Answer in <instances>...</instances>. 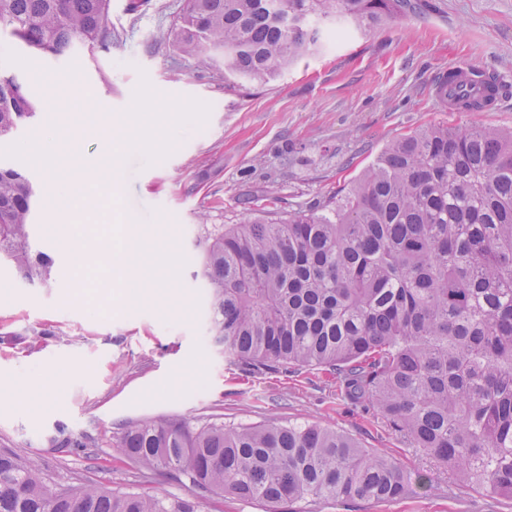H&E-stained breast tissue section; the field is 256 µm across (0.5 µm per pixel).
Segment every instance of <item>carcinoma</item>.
Masks as SVG:
<instances>
[{
    "label": "carcinoma",
    "mask_w": 512,
    "mask_h": 512,
    "mask_svg": "<svg viewBox=\"0 0 512 512\" xmlns=\"http://www.w3.org/2000/svg\"><path fill=\"white\" fill-rule=\"evenodd\" d=\"M416 0H185L182 53L224 49V81L266 83L316 48L311 23L370 29ZM111 0H0V27L35 56L112 46ZM37 110L0 73V138ZM36 188L0 166V263L47 285L32 238ZM194 277L208 333L250 366H317L354 404L490 497L512 498V131L426 125L389 143L349 188L285 216L202 224ZM146 469L183 473L190 497L45 480L0 451V512H202L206 496L292 506L388 503L408 479L391 457L334 429L270 421L130 422L113 444Z\"/></svg>",
    "instance_id": "carcinoma-1"
}]
</instances>
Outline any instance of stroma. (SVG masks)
Listing matches in <instances>:
<instances>
[{"label":"stroma","mask_w":512,"mask_h":512,"mask_svg":"<svg viewBox=\"0 0 512 512\" xmlns=\"http://www.w3.org/2000/svg\"><path fill=\"white\" fill-rule=\"evenodd\" d=\"M183 2L148 0L132 13L129 0H112V46L77 73L54 57H30L0 33V70L17 75L50 114L0 140V163L40 185L52 159L45 133L66 130L73 168L113 137L123 140L118 195L75 183L69 201L33 213L34 238L55 261L51 287L0 269V449L37 460L56 483L184 497L185 477L117 454L112 443L127 423H316L431 483L390 503L319 500L307 512H512L511 499L461 488L372 406L350 404L330 371L225 357L207 337L206 293L193 277L201 223L285 215L328 199L393 139L429 124L511 132L512 96L496 112L448 113L432 83L468 65L512 85V0H428L423 13L376 30L346 27L274 81L245 89L225 85L222 68L181 54L170 30ZM61 76L93 91L97 111H55ZM144 98L152 109H137ZM127 221L149 238L143 303L128 302L119 281L116 227ZM63 435L77 447H58Z\"/></svg>","instance_id":"stroma-1"}]
</instances>
